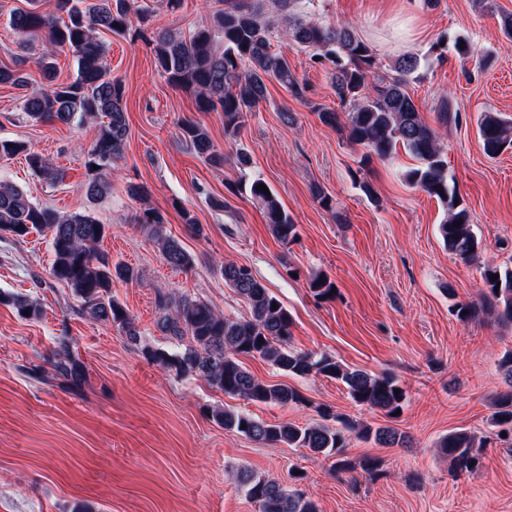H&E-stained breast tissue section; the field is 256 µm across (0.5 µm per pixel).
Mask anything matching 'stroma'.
<instances>
[{
    "label": "stroma",
    "instance_id": "stroma-1",
    "mask_svg": "<svg viewBox=\"0 0 512 512\" xmlns=\"http://www.w3.org/2000/svg\"><path fill=\"white\" fill-rule=\"evenodd\" d=\"M308 19L324 25L351 22L374 50L381 70L408 53L421 65L409 93L424 120L434 125L447 154L448 172L470 214L480 242V263L449 253L438 232L443 205L409 187L403 178L414 159L398 151L390 159L364 161V149L324 125L321 109H338L330 64L273 42L286 51L308 86L297 99L279 85L253 114L239 141L224 136V115L197 111L193 97L172 87L155 66L139 28L183 33L209 23L220 0H134L130 29L103 33L104 64L125 86L129 127L125 157L109 192L89 201L83 191L84 161L95 125L31 121L20 90L0 85V138L26 142L60 172L50 185L34 177L23 156L0 158V176L23 186L34 202L61 212L90 211L109 232L100 244L113 261L140 269V280L118 283L112 294L134 317L145 344L170 347L156 326L158 293L188 295L217 311L242 317L247 307L225 286L219 265L249 267L294 319L291 345L328 353L347 366L398 379L406 393L399 418L356 406L338 381L320 375L292 378L251 357L243 363L270 384H288L307 405L252 403L225 396L192 376L149 363L115 325L79 313L69 289L49 276L50 236L0 238V292L38 300L43 316L27 321L0 305V512H258L238 476L241 470L277 480L314 499L320 512H512V442L497 439L491 400L508 389L500 368L512 350V324L481 316L464 322L454 307L479 302L485 284L481 263L512 266V149L488 157L478 135L481 113L512 120V40L501 16L512 0L493 9L475 0H421L417 40L401 36L400 0H302ZM28 0H0V65L19 66L31 87L43 82L36 61L41 42L23 43L9 26L13 10ZM467 37L474 54L437 57L440 37ZM459 112V124L436 119L441 100ZM205 125L223 151L211 166L190 150L180 125ZM252 157L253 174L276 191L298 226L281 244L247 197L230 193L240 173L236 143ZM370 192H363L361 182ZM148 187L147 202L132 198L129 184ZM336 202L319 206L314 188ZM217 200L227 209L214 208ZM158 210L168 235L194 258L176 270L134 217ZM190 211L205 229L196 237L181 214ZM326 274L334 296L315 297L312 273ZM74 340L87 380L74 385L56 376L61 337ZM228 405L261 420L303 426L319 421L320 409L372 427L394 426L405 445L383 447L348 434L345 457L379 460L377 476L339 472L336 459L304 448L263 444L215 423L214 408ZM490 436L479 469L452 478L438 448L449 432ZM302 481H295L294 471Z\"/></svg>",
    "mask_w": 512,
    "mask_h": 512
}]
</instances>
